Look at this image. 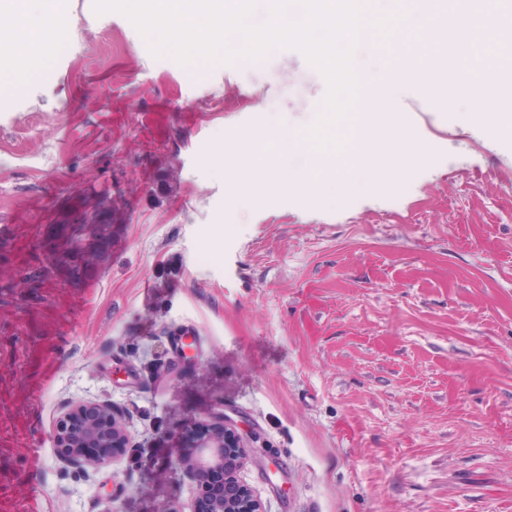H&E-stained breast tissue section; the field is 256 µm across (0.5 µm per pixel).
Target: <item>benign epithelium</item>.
I'll use <instances>...</instances> for the list:
<instances>
[{
	"instance_id": "benign-epithelium-1",
	"label": "benign epithelium",
	"mask_w": 512,
	"mask_h": 512,
	"mask_svg": "<svg viewBox=\"0 0 512 512\" xmlns=\"http://www.w3.org/2000/svg\"><path fill=\"white\" fill-rule=\"evenodd\" d=\"M54 439L59 461L67 468L82 472L117 463L130 447L125 423L108 402H76L64 406L56 420ZM91 448H107L105 455L89 452ZM245 455L244 439L238 424L226 416L219 417L204 435L195 455L178 459L193 479L204 471L239 468ZM208 512H262L260 503L243 486L216 498Z\"/></svg>"
}]
</instances>
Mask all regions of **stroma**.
<instances>
[{"label":"stroma","mask_w":512,"mask_h":512,"mask_svg":"<svg viewBox=\"0 0 512 512\" xmlns=\"http://www.w3.org/2000/svg\"><path fill=\"white\" fill-rule=\"evenodd\" d=\"M408 55L444 58L418 30L354 64ZM49 57L52 83L0 89V512L190 505L174 462L220 413L263 512H512V139L473 135L478 104L446 101L489 60L512 81V35L473 43L434 104L408 87L426 163L339 204L315 168L301 190L241 197L215 154L250 141L264 169L275 116L315 155L327 84L300 52L184 67L69 0ZM64 237L93 254L79 271ZM96 401L131 446L83 474L53 432L64 405Z\"/></svg>","instance_id":"stroma-1"}]
</instances>
